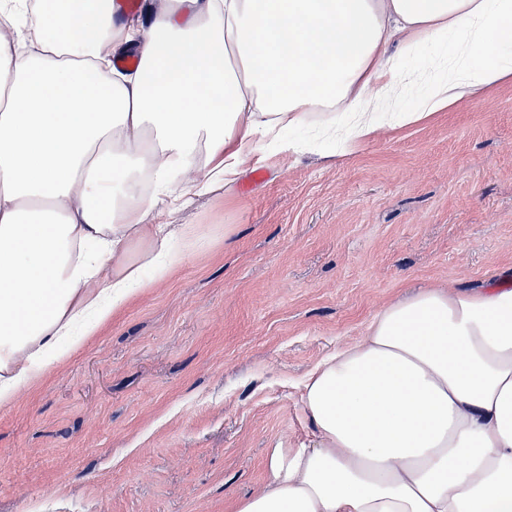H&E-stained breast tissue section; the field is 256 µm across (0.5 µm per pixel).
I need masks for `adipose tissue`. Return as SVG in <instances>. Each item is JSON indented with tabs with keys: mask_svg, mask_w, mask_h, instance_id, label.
<instances>
[{
	"mask_svg": "<svg viewBox=\"0 0 512 512\" xmlns=\"http://www.w3.org/2000/svg\"><path fill=\"white\" fill-rule=\"evenodd\" d=\"M39 0L0 38V406L167 272L152 211L234 183L317 117L346 152L512 78V0ZM452 43L417 111L400 44ZM110 52H103V45ZM138 56L126 74L112 56ZM309 433L233 512H512V285L421 288L304 378Z\"/></svg>",
	"mask_w": 512,
	"mask_h": 512,
	"instance_id": "obj_1",
	"label": "adipose tissue"
}]
</instances>
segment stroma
<instances>
[{"label": "stroma", "mask_w": 512, "mask_h": 512, "mask_svg": "<svg viewBox=\"0 0 512 512\" xmlns=\"http://www.w3.org/2000/svg\"><path fill=\"white\" fill-rule=\"evenodd\" d=\"M441 49H392L421 72ZM197 236L0 407V512H230L309 424L303 377L418 287L512 279V81L346 154L272 150L156 215Z\"/></svg>", "instance_id": "obj_1"}]
</instances>
